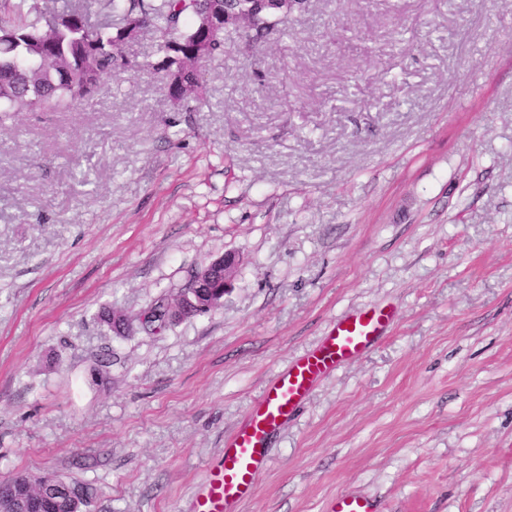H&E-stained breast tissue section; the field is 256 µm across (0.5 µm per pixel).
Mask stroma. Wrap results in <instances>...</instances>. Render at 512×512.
I'll return each mask as SVG.
<instances>
[{"label": "stroma", "mask_w": 512, "mask_h": 512, "mask_svg": "<svg viewBox=\"0 0 512 512\" xmlns=\"http://www.w3.org/2000/svg\"><path fill=\"white\" fill-rule=\"evenodd\" d=\"M290 27L227 36L198 111H175L146 30L94 98L0 127V482L192 512L267 383L385 306L386 338L283 425L241 512H512V0H310ZM227 253L207 314L99 323ZM331 512H377L372 500L367 497L343 494L336 496Z\"/></svg>", "instance_id": "35a3bbf8"}]
</instances>
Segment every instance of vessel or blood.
<instances>
[{
    "label": "vessel or blood",
    "instance_id": "1",
    "mask_svg": "<svg viewBox=\"0 0 512 512\" xmlns=\"http://www.w3.org/2000/svg\"><path fill=\"white\" fill-rule=\"evenodd\" d=\"M391 310L370 307L333 321L320 341L268 383L245 421L225 441L192 504L193 512H239L252 499L257 479L269 465L271 437L304 404L315 386L340 366L367 353L391 322ZM333 512H376L369 498L337 496Z\"/></svg>",
    "mask_w": 512,
    "mask_h": 512
}]
</instances>
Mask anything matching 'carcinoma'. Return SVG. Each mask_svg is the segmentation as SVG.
Masks as SVG:
<instances>
[{
	"mask_svg": "<svg viewBox=\"0 0 512 512\" xmlns=\"http://www.w3.org/2000/svg\"><path fill=\"white\" fill-rule=\"evenodd\" d=\"M225 10V23L244 28L247 49L273 33L293 38L288 17L308 9L307 0H291L289 10L264 8L258 0H67L50 6L43 0H3L0 4V122L18 112L64 111L93 95L100 80L124 72L114 55L119 25L140 20L157 37L168 90L183 97L181 111L193 112L204 100L202 70L194 67L196 52L209 42L208 59L224 57V35L213 38L202 18ZM25 488L38 496L42 512H83L95 489L61 477L27 475L0 483V495Z\"/></svg>",
	"mask_w": 512,
	"mask_h": 512,
	"instance_id": "1",
	"label": "carcinoma"
}]
</instances>
